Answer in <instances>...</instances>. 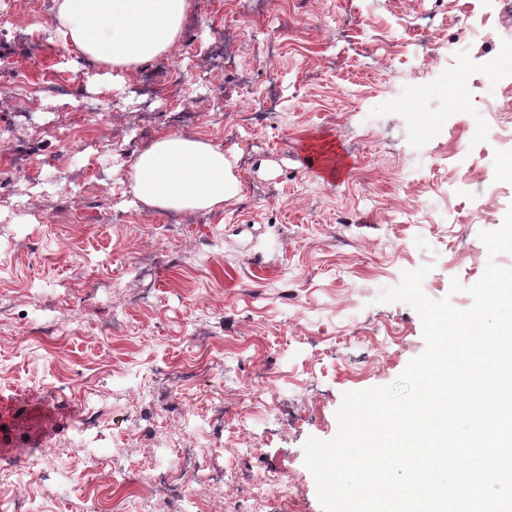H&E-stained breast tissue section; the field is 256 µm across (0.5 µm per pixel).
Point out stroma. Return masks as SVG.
I'll use <instances>...</instances> for the list:
<instances>
[{
  "label": "stroma",
  "mask_w": 512,
  "mask_h": 512,
  "mask_svg": "<svg viewBox=\"0 0 512 512\" xmlns=\"http://www.w3.org/2000/svg\"><path fill=\"white\" fill-rule=\"evenodd\" d=\"M1 10L31 39L22 48L0 44V125L16 124L20 136L41 143L40 177L106 171L113 207H125L134 130L126 117L73 106L81 88L128 108L134 71L61 57L55 12L41 0H0ZM484 24L512 40V21L485 8L465 14L464 0H191V37L169 60L159 98L175 87L177 56L202 54L214 35L223 37L231 56L225 106L209 111L194 135L223 146L242 184L238 200L176 219L143 210L119 225L97 213L61 219V186L32 214L0 193V258L9 264L0 301L17 313L0 323V393L17 401L13 414H0V441L17 457L26 438L43 433L50 476L32 485L40 512H95L111 479L136 477L133 462L143 457L180 473L181 485L199 492L200 512H209L204 481L215 470L234 512H323L304 464L306 440L332 439L344 393L394 383L425 349L417 311L380 302L381 293L425 266L428 298L470 307L467 289L488 261L480 234L498 229L512 207V178L501 175L512 157V114L488 112L512 90V58L486 73L493 46L472 34ZM268 38L282 110L275 123L258 114L245 123L235 104L270 91L262 71ZM457 55L472 74L463 92L450 76ZM461 93L466 109L449 111ZM25 97L39 112L19 124L7 105ZM75 127L105 129L110 147L61 140ZM309 144L348 153V170L331 182L302 169L297 155ZM139 263L155 300L113 321L112 297ZM33 287L71 323L55 348L26 336ZM111 321L116 329L100 335ZM159 367L189 373L196 413L221 406L219 422L187 438L160 414L144 440L133 392L157 390ZM57 380L64 392L46 399L40 383ZM90 384L104 432L96 467L68 449L77 398ZM246 440L255 448L244 457ZM189 445L198 459L183 472ZM262 480L297 493L288 500L272 489L254 499Z\"/></svg>",
  "instance_id": "1"
}]
</instances>
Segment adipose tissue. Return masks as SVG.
<instances>
[{
    "mask_svg": "<svg viewBox=\"0 0 512 512\" xmlns=\"http://www.w3.org/2000/svg\"><path fill=\"white\" fill-rule=\"evenodd\" d=\"M190 0H59L56 21L80 55L133 69L170 52ZM134 197L161 212L214 210L237 199L240 184L221 144L163 134L137 155Z\"/></svg>",
    "mask_w": 512,
    "mask_h": 512,
    "instance_id": "ef3b65f1",
    "label": "adipose tissue"
}]
</instances>
